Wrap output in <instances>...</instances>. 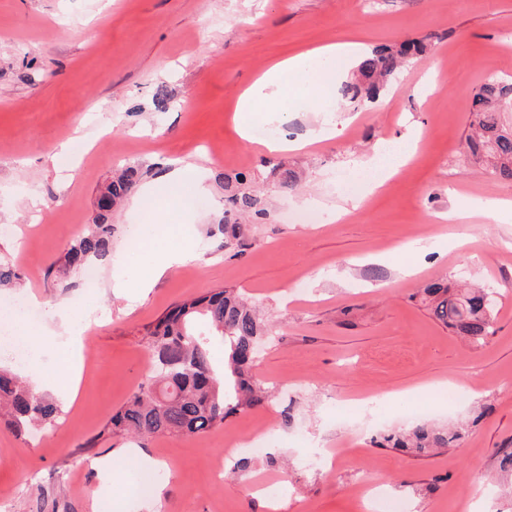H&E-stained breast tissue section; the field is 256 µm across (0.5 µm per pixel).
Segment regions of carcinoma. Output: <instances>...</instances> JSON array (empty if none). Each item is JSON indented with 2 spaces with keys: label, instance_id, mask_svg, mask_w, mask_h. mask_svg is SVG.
<instances>
[{
  "label": "carcinoma",
  "instance_id": "carcinoma-1",
  "mask_svg": "<svg viewBox=\"0 0 512 512\" xmlns=\"http://www.w3.org/2000/svg\"><path fill=\"white\" fill-rule=\"evenodd\" d=\"M421 40L398 46L375 47L363 55L353 77L339 87L350 103L373 102L401 71L405 61L427 52ZM512 102V76L484 79L473 97L470 128L465 144L471 156L485 164L502 182L512 183V127L503 106ZM139 179V169L128 167L101 190L93 224L67 252V264L82 269L90 260L109 259L112 253V208L123 200ZM244 173L224 177L229 208L224 211L225 247L239 240L238 220L263 214L260 200L246 184ZM419 302L441 325L483 345L492 334L496 306L494 291L455 288L435 281L419 292ZM268 327L236 289H216L169 310L147 330L146 343L153 354L151 375L109 418L112 434L137 436L174 434L199 436L221 426L227 417L268 402L254 381L251 369L256 346ZM224 344V363L211 354L214 340ZM7 407L8 428L17 435L55 424L57 405L35 394L30 383L0 367V407ZM465 439L461 428L450 429L429 421H415L403 431L382 437L380 447L398 448L417 456L437 448H457Z\"/></svg>",
  "mask_w": 512,
  "mask_h": 512
}]
</instances>
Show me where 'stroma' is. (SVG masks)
<instances>
[{"mask_svg": "<svg viewBox=\"0 0 512 512\" xmlns=\"http://www.w3.org/2000/svg\"><path fill=\"white\" fill-rule=\"evenodd\" d=\"M408 39L430 50L377 101L355 108L335 93L319 107L295 106L281 129L303 149L270 153L241 139L237 99L271 63L327 42L368 50ZM502 73L512 74V0H0V260L22 277L0 288V307L22 296L44 312H96L78 393L47 394L59 408L54 427L17 437L0 426V512H104L116 496L122 512H268L270 502L275 512H364L354 490L371 477L407 512H466L476 500L512 512L498 460L512 448V221L473 209L512 198V183L465 149L475 90ZM417 129L428 137L392 183L373 194L342 190L343 172ZM64 140L84 141V153L63 159ZM168 162L202 171L206 192L176 215L124 201L112 213V250L127 265L98 263L87 294L65 257L101 187L123 165L137 166L147 186ZM278 162L300 174L295 190L280 188ZM240 171L266 215L229 251L219 231L224 178ZM313 206L322 223L303 222ZM183 223L193 229L192 260L138 300L113 288V277L137 279L152 262L151 228ZM406 260L418 274L401 275ZM435 279L497 291L486 345L471 346L414 300ZM224 287L269 319L274 339L254 373L274 402L198 437L105 435L146 378L144 328ZM338 400L358 408L337 413ZM418 418L465 424L464 445L422 457L374 446L376 431ZM261 434L273 448L243 450ZM135 443L157 461L153 505L132 492L137 463L112 467L108 486L91 466ZM327 448V465L308 466ZM229 453L244 468L214 481ZM263 479L280 481L283 494L258 492Z\"/></svg>", "mask_w": 512, "mask_h": 512, "instance_id": "stroma-1", "label": "stroma"}]
</instances>
